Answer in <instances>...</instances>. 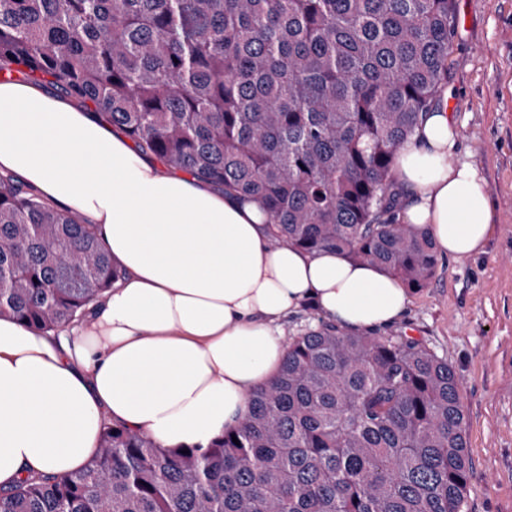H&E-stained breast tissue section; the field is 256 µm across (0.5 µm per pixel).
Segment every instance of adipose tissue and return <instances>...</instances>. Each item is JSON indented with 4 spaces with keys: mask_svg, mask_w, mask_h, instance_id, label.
I'll return each instance as SVG.
<instances>
[{
    "mask_svg": "<svg viewBox=\"0 0 512 512\" xmlns=\"http://www.w3.org/2000/svg\"><path fill=\"white\" fill-rule=\"evenodd\" d=\"M458 137L440 105L395 165L397 220L456 258L482 253L493 223ZM0 173L93 225L122 271L58 334L0 316V490L80 469L106 420L166 447H207L278 372L288 315L307 309L368 333L400 322L411 303L376 263L273 244L260 200L166 170L38 84L0 81Z\"/></svg>",
    "mask_w": 512,
    "mask_h": 512,
    "instance_id": "1",
    "label": "adipose tissue"
}]
</instances>
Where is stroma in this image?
<instances>
[{
  "label": "stroma",
  "instance_id": "obj_1",
  "mask_svg": "<svg viewBox=\"0 0 512 512\" xmlns=\"http://www.w3.org/2000/svg\"><path fill=\"white\" fill-rule=\"evenodd\" d=\"M448 107L495 222L484 253L438 256L390 335L425 340L460 379L471 458L466 512H512V0H456Z\"/></svg>",
  "mask_w": 512,
  "mask_h": 512
}]
</instances>
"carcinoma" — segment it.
I'll list each match as a JSON object with an SVG mask.
<instances>
[{"label":"carcinoma","instance_id":"carcinoma-1","mask_svg":"<svg viewBox=\"0 0 512 512\" xmlns=\"http://www.w3.org/2000/svg\"><path fill=\"white\" fill-rule=\"evenodd\" d=\"M456 23L455 0H0V71L260 199L273 240L419 289L436 252L395 219L394 164ZM118 277L92 225L0 174V316L56 333ZM464 426L459 377L424 340L320 320L207 448L105 420L83 469L19 481L0 512H464Z\"/></svg>","mask_w":512,"mask_h":512}]
</instances>
